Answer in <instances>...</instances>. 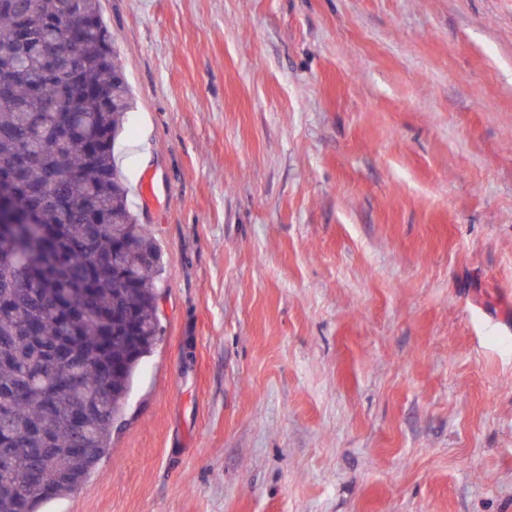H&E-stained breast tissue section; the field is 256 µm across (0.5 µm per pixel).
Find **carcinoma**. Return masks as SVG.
<instances>
[{
	"instance_id": "1",
	"label": "carcinoma",
	"mask_w": 512,
	"mask_h": 512,
	"mask_svg": "<svg viewBox=\"0 0 512 512\" xmlns=\"http://www.w3.org/2000/svg\"><path fill=\"white\" fill-rule=\"evenodd\" d=\"M80 3L89 27L52 71L39 42L68 39L71 0H0V512L95 469L159 332V248L112 159L131 89L99 0Z\"/></svg>"
}]
</instances>
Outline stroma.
<instances>
[{
	"label": "stroma",
	"instance_id": "stroma-1",
	"mask_svg": "<svg viewBox=\"0 0 512 512\" xmlns=\"http://www.w3.org/2000/svg\"><path fill=\"white\" fill-rule=\"evenodd\" d=\"M159 340L43 512H512V0H101Z\"/></svg>",
	"mask_w": 512,
	"mask_h": 512
}]
</instances>
